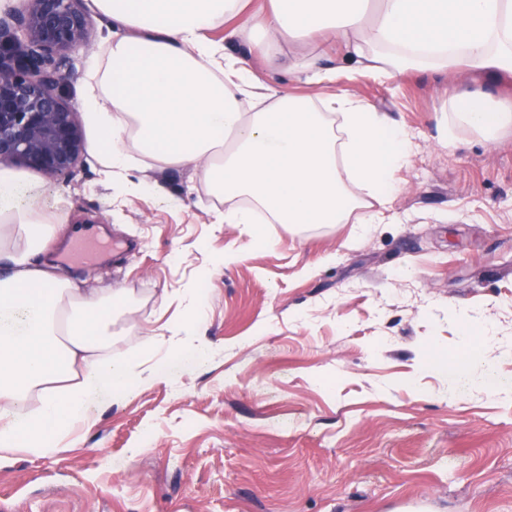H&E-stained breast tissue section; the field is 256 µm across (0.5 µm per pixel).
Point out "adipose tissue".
Returning <instances> with one entry per match:
<instances>
[{
  "instance_id": "adipose-tissue-1",
  "label": "adipose tissue",
  "mask_w": 512,
  "mask_h": 512,
  "mask_svg": "<svg viewBox=\"0 0 512 512\" xmlns=\"http://www.w3.org/2000/svg\"><path fill=\"white\" fill-rule=\"evenodd\" d=\"M113 28L90 53L81 103L88 147L118 196L152 191L132 179L137 157L193 166L208 196L232 202L220 224H391L413 139L376 107L332 90L325 53L290 44L316 35L340 43L351 75L393 81L411 72L512 77V0H93ZM242 25H235V18ZM226 28L249 54L287 66L303 97L257 82L244 59L209 33ZM446 127L494 139L512 128V101L448 87ZM27 176L0 164V457H51L94 423L103 392L121 400L148 386L161 362L114 356L112 328L130 302L121 288L85 290L35 265L66 233L53 211L15 203ZM365 190L359 200L357 190ZM380 210H372L371 201Z\"/></svg>"
}]
</instances>
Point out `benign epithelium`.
Returning a JSON list of instances; mask_svg holds the SVG:
<instances>
[{"label":"benign epithelium","instance_id":"benign-epithelium-1","mask_svg":"<svg viewBox=\"0 0 512 512\" xmlns=\"http://www.w3.org/2000/svg\"><path fill=\"white\" fill-rule=\"evenodd\" d=\"M0 15V162L70 176L86 152L63 97L69 53L88 42L91 0H24Z\"/></svg>","mask_w":512,"mask_h":512}]
</instances>
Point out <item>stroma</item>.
<instances>
[{"instance_id":"1","label":"stroma","mask_w":512,"mask_h":512,"mask_svg":"<svg viewBox=\"0 0 512 512\" xmlns=\"http://www.w3.org/2000/svg\"><path fill=\"white\" fill-rule=\"evenodd\" d=\"M112 38L92 13L62 93L79 104L90 52ZM447 77L394 82L340 73L413 133L394 224H218L193 167L141 168L162 187L112 201L93 154L72 176L40 179L64 224L90 219L113 259L50 263L83 288H122L135 307L114 351L151 363L140 332L184 322L191 283L206 318L196 336L160 337L165 372L121 403L103 394L95 426L50 458H0V512H512V135L444 132ZM235 263L218 267L224 253ZM468 312L471 331L455 314ZM497 343L465 391L454 362ZM210 347L198 357L192 346Z\"/></svg>"}]
</instances>
